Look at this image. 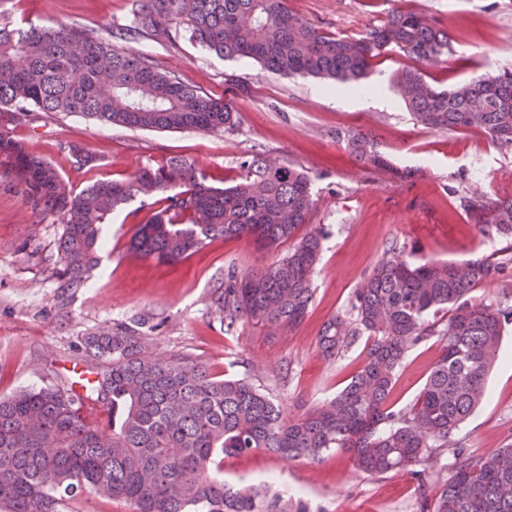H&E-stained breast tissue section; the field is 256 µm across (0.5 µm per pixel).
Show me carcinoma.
Listing matches in <instances>:
<instances>
[{
    "instance_id": "carcinoma-1",
    "label": "carcinoma",
    "mask_w": 512,
    "mask_h": 512,
    "mask_svg": "<svg viewBox=\"0 0 512 512\" xmlns=\"http://www.w3.org/2000/svg\"><path fill=\"white\" fill-rule=\"evenodd\" d=\"M225 58H247L271 73L346 83L398 49L416 62L397 88L416 124L437 132L480 130L512 144V69L475 75L444 89L421 65L448 53L453 37L438 21L407 8L392 11L359 38L324 32L288 0H133L126 22L104 30L0 22V109L22 121L32 110L78 114L143 130L223 132L235 125L228 104L123 47L146 39L176 48L183 36ZM350 156L386 166L364 136L346 137ZM228 188L180 158L148 166L134 179H96L77 192L49 162L0 129V178L32 214L63 225L58 254L67 286L97 265L100 225L136 197L160 209L131 247L176 264L216 238H249L286 255L264 270L227 271L214 304L226 327L238 321L272 332L296 330L313 299L324 235L301 233L315 208L311 181L292 164L254 154ZM471 218L512 234V198L475 197ZM504 267L480 258L417 263L387 250L357 288L352 315L324 326L319 347L336 356L355 337L369 338L364 361L330 401L295 420L244 379H219L186 357L146 351L143 323L118 324L82 338L81 350L107 363L103 376L75 388L44 386L0 397V512H62L81 493L124 500L134 512H288L268 487L224 482V458L258 450L315 460L348 450L371 475L410 469L432 449L453 456V474L433 512H512V446L475 457L450 442L480 404L512 305L477 301L471 292ZM429 337L441 354L407 409L390 397L406 354Z\"/></svg>"
}]
</instances>
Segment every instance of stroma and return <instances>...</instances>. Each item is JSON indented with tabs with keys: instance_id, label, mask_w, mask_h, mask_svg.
<instances>
[{
	"instance_id": "stroma-1",
	"label": "stroma",
	"mask_w": 512,
	"mask_h": 512,
	"mask_svg": "<svg viewBox=\"0 0 512 512\" xmlns=\"http://www.w3.org/2000/svg\"><path fill=\"white\" fill-rule=\"evenodd\" d=\"M289 6L313 26L342 36L364 34L395 8L447 24L452 51L425 68L428 81L439 87L512 68V0H289ZM130 7L131 0H0V13L22 26L108 27L123 22ZM132 48L230 104L234 128L142 131L72 114L12 122L8 131L78 191L98 178L128 179L171 157L193 162L217 187L239 181L241 162L257 152L299 167L310 176L317 199L309 226L325 235L312 302L290 335L271 336L242 321L225 327L213 300L228 269L267 267L278 252L258 251L243 238L217 237L174 265L134 255L129 241L156 211L139 196L103 225L97 268L80 285L65 287L57 275L62 225L50 215L32 219L23 196L0 182V397L63 384L83 369L101 371L102 362L80 349L81 337L141 319L152 354L184 355L214 376L247 380L295 419L333 398L361 366L367 336L334 358L321 355L318 336L332 317L349 312L355 289L387 250L415 259H497L508 265L505 276L478 285L473 296L490 302L512 292V237L475 223L464 206L476 195L512 197V181L502 178L512 171V145L478 130L436 132L415 124L395 86L398 71L409 63L403 52L375 59L360 82L381 89L383 102L357 104L333 82L275 75L252 60L218 57L186 38L174 50L147 40ZM349 133L370 138L390 170L350 157L338 140ZM74 146L95 158V168L77 163ZM440 350L431 337L407 354L391 396L396 408L413 404ZM488 390L453 435L478 457L512 445V328ZM452 461L447 452L425 458L421 481L406 471L367 474L344 452L289 461L259 450L225 458L224 479H276L308 512H431Z\"/></svg>"
}]
</instances>
